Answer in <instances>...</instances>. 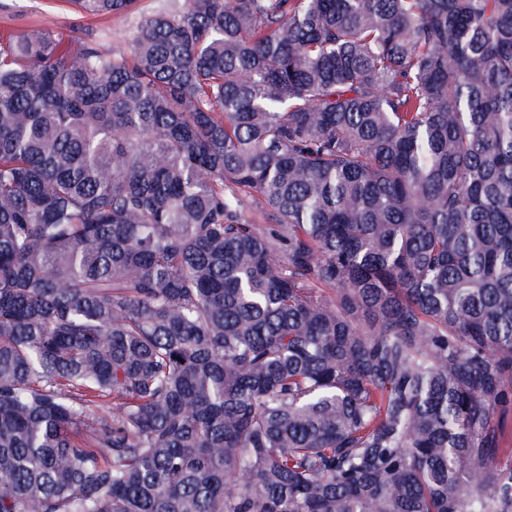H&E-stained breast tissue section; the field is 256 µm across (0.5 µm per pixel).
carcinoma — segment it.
I'll return each instance as SVG.
<instances>
[{
    "label": "carcinoma",
    "instance_id": "cac0c4a2",
    "mask_svg": "<svg viewBox=\"0 0 512 512\" xmlns=\"http://www.w3.org/2000/svg\"><path fill=\"white\" fill-rule=\"evenodd\" d=\"M71 2L129 50L0 38V512H512V0Z\"/></svg>",
    "mask_w": 512,
    "mask_h": 512
}]
</instances>
